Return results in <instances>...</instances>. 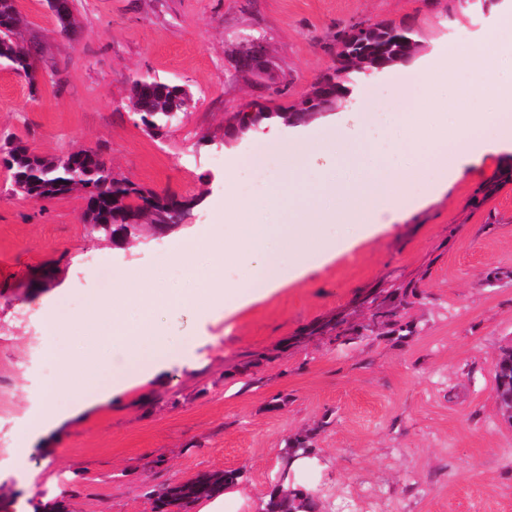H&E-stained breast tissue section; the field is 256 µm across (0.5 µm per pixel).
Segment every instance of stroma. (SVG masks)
<instances>
[{
  "label": "stroma",
  "instance_id": "stroma-1",
  "mask_svg": "<svg viewBox=\"0 0 512 512\" xmlns=\"http://www.w3.org/2000/svg\"><path fill=\"white\" fill-rule=\"evenodd\" d=\"M19 39L37 46L34 77L0 65V138L53 159L100 152L115 177L182 203L184 220L116 246L90 235L84 193L40 203L16 196L0 165V429L40 408L30 345L38 298L85 313L111 282L82 272L151 270L175 243L213 237L224 163L286 145L259 130L230 140L243 104L283 112L336 58V32L372 18L416 30L423 53L480 40L512 0H73L60 33L47 0H17ZM264 47L268 72L238 71L242 37ZM147 78L191 96L181 122L154 135L132 86ZM384 106L392 86L370 77L312 119L354 122L362 89ZM391 313L370 336L368 319ZM356 332L338 341L334 324ZM195 351L41 439L24 465L0 456V512L63 499L67 512H156L154 487L229 469L244 473L226 512H263L294 437L317 464L295 488L320 512H512V420L494 366L512 349V153L464 166L442 194L358 242L317 273L241 307Z\"/></svg>",
  "mask_w": 512,
  "mask_h": 512
}]
</instances>
